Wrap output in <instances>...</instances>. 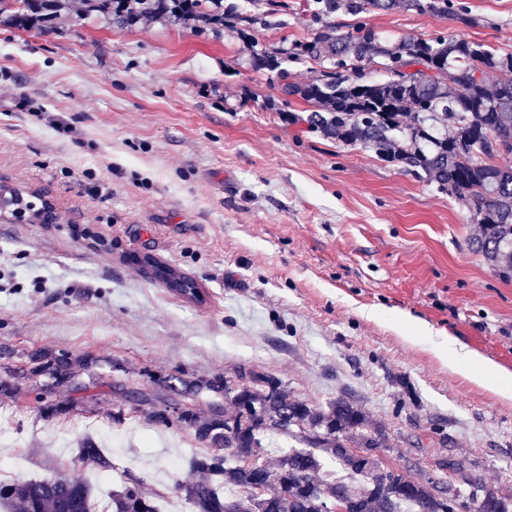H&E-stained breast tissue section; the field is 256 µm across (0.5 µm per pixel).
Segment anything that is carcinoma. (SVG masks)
<instances>
[{"mask_svg": "<svg viewBox=\"0 0 512 512\" xmlns=\"http://www.w3.org/2000/svg\"><path fill=\"white\" fill-rule=\"evenodd\" d=\"M251 2L250 14L224 0H82L81 12L119 28L151 17L170 25L192 20L216 37L233 30L250 51V67L277 76L286 105L303 104L288 111L289 122L342 145L370 149L379 160L465 201L468 221L480 225L471 249L511 280L512 52L442 34L389 46L363 22L339 33L329 21L338 0H313L314 27L302 39L260 48L256 33L269 26L276 0ZM347 7L355 16L393 8L446 15L453 9L456 18L471 23L466 10L450 0H349ZM71 8V0H0V19L42 32ZM306 58L328 66L303 83L290 80L284 64ZM375 59L386 72L380 80L370 79L363 65ZM489 72L498 76L493 87L486 82ZM440 124L451 133L439 132ZM135 262L150 266L166 285L179 279L181 296L198 299L192 279L149 256ZM27 364L33 381L0 386V397L17 401L32 394L45 419L57 406L35 378L62 386L88 370L66 353L37 351ZM157 384V391L137 396L141 416L156 425L175 421L212 449L192 461L194 482L174 486L196 512H512L511 493L482 481L452 456L436 464L462 483L452 497L439 495L432 476H412L407 463L389 466L383 427L348 398L313 404L295 397L274 374L242 368L210 378H160ZM208 392L223 396L230 407L197 400ZM177 400L186 403L179 413L161 409ZM268 431L292 436L305 447L288 449L270 467L259 438ZM80 456L102 472L112 470V460L91 440L81 443ZM326 457L351 477L328 479ZM94 494L91 483L59 469L43 479L0 483V506L7 512H94ZM164 496L144 494L135 478L112 493L109 512H158L156 500Z\"/></svg>", "mask_w": 512, "mask_h": 512, "instance_id": "1", "label": "carcinoma"}]
</instances>
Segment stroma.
Listing matches in <instances>:
<instances>
[{
	"label": "stroma",
	"mask_w": 512,
	"mask_h": 512,
	"mask_svg": "<svg viewBox=\"0 0 512 512\" xmlns=\"http://www.w3.org/2000/svg\"><path fill=\"white\" fill-rule=\"evenodd\" d=\"M264 45L305 36L307 0H279ZM476 23L403 9L364 14L388 42L464 36L512 52V0H461ZM278 82L230 35L72 11L48 33L0 23V189L50 201L53 223L0 212V379L29 353L90 358L95 386L43 419L0 400L5 463L64 467L108 500L192 481V431L144 424L130 394L156 379L245 366L315 404L354 400L386 431L389 465L454 454L512 492V399L453 373L455 339L512 372V281L468 243L464 202L271 111ZM29 109H19V99ZM195 279L190 301L131 263ZM124 389L113 392L112 381ZM92 438L119 470L98 480Z\"/></svg>",
	"instance_id": "stroma-1"
}]
</instances>
